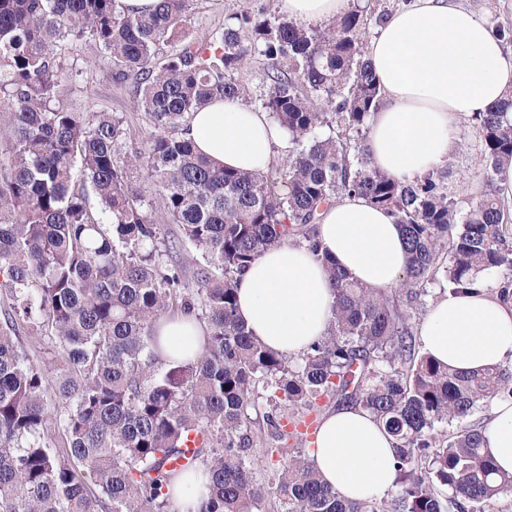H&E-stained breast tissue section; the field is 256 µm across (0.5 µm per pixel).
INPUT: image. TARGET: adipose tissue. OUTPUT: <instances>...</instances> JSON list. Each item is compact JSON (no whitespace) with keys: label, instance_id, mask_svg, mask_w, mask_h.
Instances as JSON below:
<instances>
[{"label":"adipose tissue","instance_id":"ef3b65f1","mask_svg":"<svg viewBox=\"0 0 512 512\" xmlns=\"http://www.w3.org/2000/svg\"><path fill=\"white\" fill-rule=\"evenodd\" d=\"M281 11L306 25L335 18L348 0H279ZM366 56L382 100L369 121L366 149L373 167L414 179L442 166L458 146L460 120L488 111L512 90V50L489 24L459 0H406L370 39ZM185 136L224 166L266 171L276 161L282 130L260 112L227 99L192 113ZM319 251L284 242L261 255L237 283V315L267 347L291 356L325 335L334 290L324 258L348 276L385 291L407 266L395 217L362 196H343L317 226ZM160 351L173 357L200 348L203 328L170 316L159 324ZM425 354L457 371L512 360V301L486 288L444 292L417 329ZM485 448L512 473V401L491 399ZM392 436L362 406L329 412L320 424L309 462L344 500H379L394 488Z\"/></svg>","mask_w":512,"mask_h":512}]
</instances>
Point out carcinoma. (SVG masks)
Instances as JSON below:
<instances>
[{
    "mask_svg": "<svg viewBox=\"0 0 512 512\" xmlns=\"http://www.w3.org/2000/svg\"><path fill=\"white\" fill-rule=\"evenodd\" d=\"M192 3L135 12L119 0H0V512H178L174 483L197 470L198 512H262L271 495L282 512H488L512 474L469 418L512 397V369L450 370L416 352L411 320L438 277L458 293L512 268V217L492 178L512 162V92L470 118L487 175L466 208L438 169L399 180L368 161L381 89L366 45L389 11L352 0L318 27L260 2L200 44L185 29ZM84 39L116 81L136 76L145 149L127 145L121 117L59 101L73 75L62 50ZM254 54L266 66L261 107L289 142L288 158L261 173L226 169L183 136L205 105L245 99L235 74ZM137 169L179 246L200 255L193 278L172 260ZM350 193L401 225L404 276L389 295L323 257L336 296L329 331L298 357L279 354L237 317L236 283L285 241L318 251L322 211ZM174 310L205 336L200 350L164 358L157 324ZM23 334L54 344L63 373L49 380ZM324 397L369 409L394 437L395 496L344 501L310 467L306 437L281 421ZM262 404L264 456L278 457L269 488L254 479L249 428ZM442 423L456 429L440 440ZM191 432L195 461L169 469Z\"/></svg>",
    "mask_w": 512,
    "mask_h": 512,
    "instance_id": "1",
    "label": "carcinoma"
}]
</instances>
